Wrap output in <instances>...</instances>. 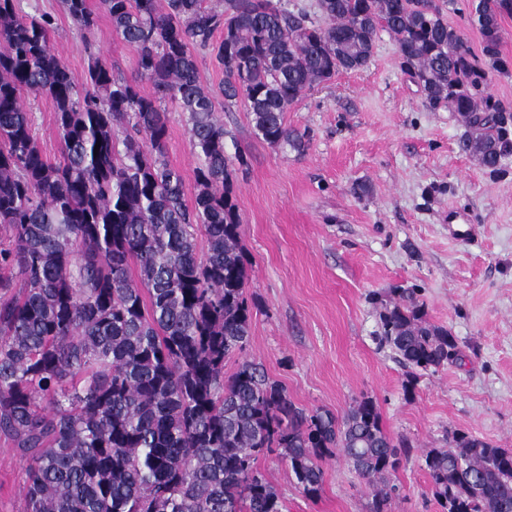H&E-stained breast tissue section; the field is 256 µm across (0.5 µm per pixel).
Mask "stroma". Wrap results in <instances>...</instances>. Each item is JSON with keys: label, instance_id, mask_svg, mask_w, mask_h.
Listing matches in <instances>:
<instances>
[{"label": "stroma", "instance_id": "35a3bbf8", "mask_svg": "<svg viewBox=\"0 0 512 512\" xmlns=\"http://www.w3.org/2000/svg\"><path fill=\"white\" fill-rule=\"evenodd\" d=\"M79 30L60 0H20L22 14L54 17L50 46L83 84L89 50L115 75L138 78V52L118 39L99 0ZM33 130L61 158L50 99L32 101ZM229 157H243L231 197L242 219L251 336L226 364L261 363L309 411L343 416L371 398L384 430L410 453L386 477L388 512H441L424 453L466 433L512 449V159L490 174L459 148L455 113L427 107L379 31L368 67L341 72L289 110L306 150L256 138L242 106L217 112ZM166 161L194 199L196 157L187 116L167 105ZM414 292L425 318L448 329L458 356L435 372L402 367L379 344L380 315ZM259 468L287 512H371L364 481L339 455L324 457L319 496H306L275 454ZM26 462L0 435V512H25Z\"/></svg>", "mask_w": 512, "mask_h": 512}]
</instances>
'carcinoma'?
I'll return each mask as SVG.
<instances>
[{
	"instance_id": "1",
	"label": "carcinoma",
	"mask_w": 512,
	"mask_h": 512,
	"mask_svg": "<svg viewBox=\"0 0 512 512\" xmlns=\"http://www.w3.org/2000/svg\"><path fill=\"white\" fill-rule=\"evenodd\" d=\"M453 2L317 0L316 24L281 0H100L113 32L137 48L146 92L93 52L78 90L50 47L51 17L0 0V434L27 461L26 512H285L258 459L278 454L315 497L319 460L336 451L373 512H387L396 488L383 479L406 449L371 398L340 418L308 413L253 361L224 373L252 312L216 102L242 104L257 138L301 152L305 136L286 112L314 86L364 69L385 30L428 106L462 116V149L497 172L512 156V105L487 81L491 70L512 74L500 50L512 0H471L479 57L448 24ZM62 7L79 29L94 27L87 0ZM197 52L224 69L219 93L202 85ZM25 93L54 104L56 163L32 133ZM166 101L188 113L191 207L166 162ZM379 341L422 371L457 349L415 302L386 310ZM424 463L443 512H512L511 450L456 433Z\"/></svg>"
}]
</instances>
